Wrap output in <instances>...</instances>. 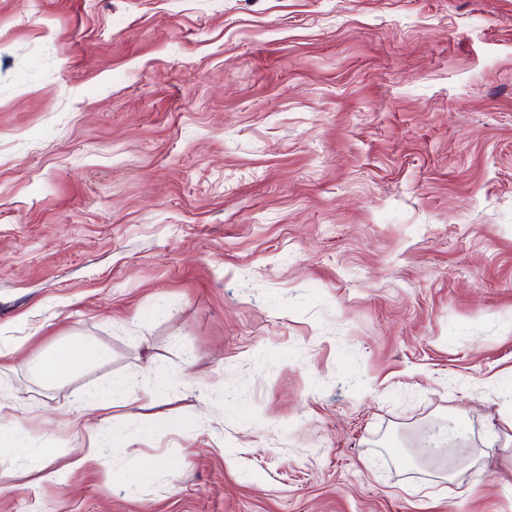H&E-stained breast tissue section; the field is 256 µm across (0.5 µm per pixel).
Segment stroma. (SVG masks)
<instances>
[{
    "mask_svg": "<svg viewBox=\"0 0 512 512\" xmlns=\"http://www.w3.org/2000/svg\"><path fill=\"white\" fill-rule=\"evenodd\" d=\"M0 392V512H512V0H0ZM87 360V351L81 345H71L35 363L38 370H47L55 377H64L81 368Z\"/></svg>",
    "mask_w": 512,
    "mask_h": 512,
    "instance_id": "1",
    "label": "stroma"
}]
</instances>
